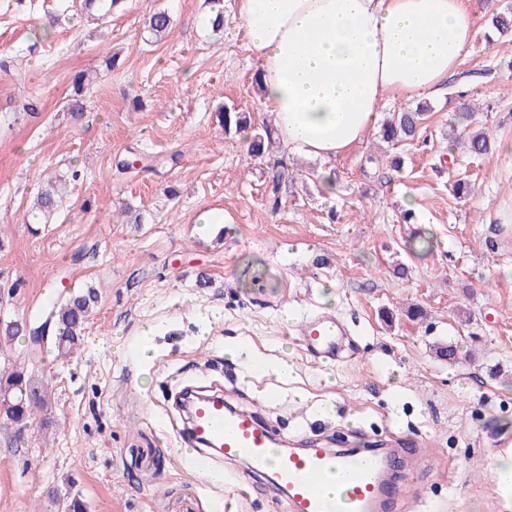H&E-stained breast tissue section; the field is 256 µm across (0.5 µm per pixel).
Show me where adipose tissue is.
<instances>
[{
  "instance_id": "obj_1",
  "label": "adipose tissue",
  "mask_w": 512,
  "mask_h": 512,
  "mask_svg": "<svg viewBox=\"0 0 512 512\" xmlns=\"http://www.w3.org/2000/svg\"><path fill=\"white\" fill-rule=\"evenodd\" d=\"M260 95L289 153L330 162L387 97L440 95L473 39L467 0H237Z\"/></svg>"
}]
</instances>
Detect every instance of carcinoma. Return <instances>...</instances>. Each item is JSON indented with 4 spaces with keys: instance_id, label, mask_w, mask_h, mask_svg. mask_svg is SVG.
<instances>
[{
    "instance_id": "obj_1",
    "label": "carcinoma",
    "mask_w": 512,
    "mask_h": 512,
    "mask_svg": "<svg viewBox=\"0 0 512 512\" xmlns=\"http://www.w3.org/2000/svg\"><path fill=\"white\" fill-rule=\"evenodd\" d=\"M119 5V0H99L96 14L90 21L97 25L109 22L112 9ZM171 24V17L166 11H158L148 19V29L154 35L164 34ZM93 77L79 74L74 78L77 99L71 105V116L79 119L83 115V104L79 96L85 85L91 83ZM431 108L420 103L414 109L392 113L389 121L382 125L383 140L393 146L413 141L418 138L420 128ZM219 122L224 127L226 136H243L245 149L251 156H260L273 141V128L268 124L256 126L251 124V117L226 107L219 112ZM493 142L484 132H464L455 139V146L464 151L480 156L493 154ZM67 182L56 180L38 198L40 212L50 216L63 202ZM98 305V294L91 287L71 290L53 300L49 306L46 323L52 332V340L57 354L61 358L69 356L81 344L86 330L88 318ZM48 384L25 368H13L0 371V420L23 430L34 422L38 413L48 411L50 406Z\"/></svg>"
}]
</instances>
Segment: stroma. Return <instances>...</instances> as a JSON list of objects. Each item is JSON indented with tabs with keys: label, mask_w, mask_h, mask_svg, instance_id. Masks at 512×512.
Wrapping results in <instances>:
<instances>
[{
	"label": "stroma",
	"mask_w": 512,
	"mask_h": 512,
	"mask_svg": "<svg viewBox=\"0 0 512 512\" xmlns=\"http://www.w3.org/2000/svg\"><path fill=\"white\" fill-rule=\"evenodd\" d=\"M84 2L0 0V57L24 67L0 69V283L17 285L0 290V321L45 318L72 288L100 296L69 357L26 335L0 354L1 367L42 375L52 402L48 428L20 436L0 424V512H57L52 494L69 486L88 512H219L246 467L225 462L229 479L215 486L180 461L174 395L200 373L238 407L276 390L261 421L329 448H397L419 435L426 456L400 468L398 512H507L489 463L495 438L512 435V155L502 150L512 142V37L487 41L486 20L512 0H470L473 41L418 140L385 150L372 135L329 164L279 144L249 156L217 122L224 104L273 121L236 0H224L218 35L203 25L206 0H127L103 27L86 23ZM161 8L173 24L158 39L146 22ZM82 71L97 79L77 122L69 107ZM24 96L39 102L37 116L17 115ZM464 97L478 102L494 157L452 151ZM73 168L83 179L39 223L44 178ZM280 169L289 179L275 204ZM325 169L335 192L309 177ZM460 178L469 194L454 192ZM205 211L223 225L202 228ZM420 231L433 247L416 256ZM329 285L337 300L327 305ZM414 303L425 318L407 316ZM287 305L301 318L336 313L353 329L354 359L309 358ZM205 309L213 318L201 319ZM448 342L451 363L435 356ZM228 343L241 348L232 382ZM253 357L291 361L294 381L252 377Z\"/></svg>",
	"instance_id": "1"
}]
</instances>
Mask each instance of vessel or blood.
I'll return each mask as SVG.
<instances>
[{"label":"vessel or blood","mask_w":512,"mask_h":512,"mask_svg":"<svg viewBox=\"0 0 512 512\" xmlns=\"http://www.w3.org/2000/svg\"><path fill=\"white\" fill-rule=\"evenodd\" d=\"M297 334L307 356L336 362L353 354V339L335 315L300 322ZM182 457L200 475L213 471L216 456L245 462L288 494L290 512H385L398 498L391 481V454L373 449L338 452L312 441L287 447L254 412L232 407L223 395L202 396L191 406Z\"/></svg>","instance_id":"vessel-or-blood-1"}]
</instances>
